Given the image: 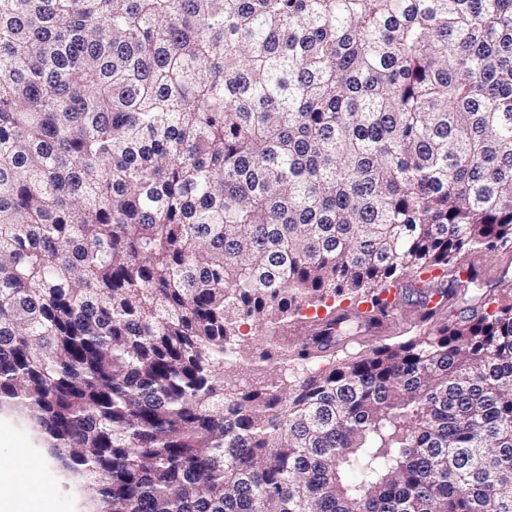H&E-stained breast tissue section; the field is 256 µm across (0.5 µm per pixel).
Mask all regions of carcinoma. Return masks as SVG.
Masks as SVG:
<instances>
[{"label": "carcinoma", "instance_id": "obj_1", "mask_svg": "<svg viewBox=\"0 0 512 512\" xmlns=\"http://www.w3.org/2000/svg\"><path fill=\"white\" fill-rule=\"evenodd\" d=\"M475 250L512 0H0V406L100 512H512V292L357 352L327 304Z\"/></svg>", "mask_w": 512, "mask_h": 512}]
</instances>
